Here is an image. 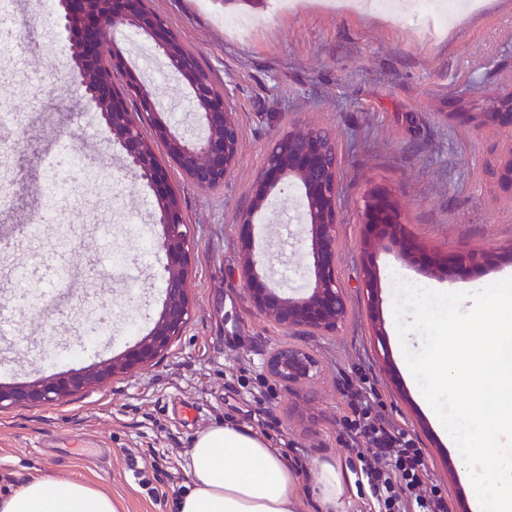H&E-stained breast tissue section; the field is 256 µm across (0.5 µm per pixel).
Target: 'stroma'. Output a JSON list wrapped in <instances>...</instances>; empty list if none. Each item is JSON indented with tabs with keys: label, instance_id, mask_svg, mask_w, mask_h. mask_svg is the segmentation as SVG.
Segmentation results:
<instances>
[{
	"label": "stroma",
	"instance_id": "35a3bbf8",
	"mask_svg": "<svg viewBox=\"0 0 512 512\" xmlns=\"http://www.w3.org/2000/svg\"><path fill=\"white\" fill-rule=\"evenodd\" d=\"M326 2L296 0L292 13L241 36L225 30V17L264 15L270 0H149L227 93L240 129L237 159L222 185L201 190L176 166L168 168L190 231L193 317L153 366L53 403L0 409V490L36 477L93 482L127 512H176L190 485L188 448L200 431L224 422L260 429L308 489L315 460L350 471L360 465L342 424L343 383L363 372L374 381L382 411L423 448L448 512H472L460 452L424 410L400 364L394 280L435 290L512 276L504 254L512 245V187L500 179L501 133L446 114L450 103L479 112L512 91V0H487L471 16L456 13L434 33L418 0L403 6L387 0L377 14ZM54 3L15 0L11 25L22 32L26 69L40 76L22 82L0 75V102L20 115L0 135L19 145L0 206V298L11 304L14 342L0 350L4 384L112 359L147 332L163 299L150 190L120 165L119 148H106L96 115L83 109L80 86L43 72L49 42L59 36ZM31 15L41 23L28 31ZM116 41L130 68L168 106V120L198 132L188 88L149 42L127 29L118 30ZM308 125L328 129L338 148L337 266L349 314L336 334L299 337L254 308L231 271L241 256L239 205L251 196L267 149L275 137ZM67 147L81 151L91 182L51 204L43 195L48 164ZM377 186L392 189L411 234L439 259L474 250L498 254V261L444 278L379 248L377 301L368 303L360 286L361 213ZM274 199L278 208L263 206L255 217L254 244L274 256L265 272L270 285L293 295L314 282L300 244L306 226L291 220L302 195L289 183ZM50 207L59 222L32 236L29 218ZM117 259L124 272L113 276ZM36 266L44 279L11 274ZM96 309L112 314L108 335L89 333ZM293 342L308 347L322 367L300 396L261 370L267 351ZM258 387L269 394L260 406L252 398Z\"/></svg>",
	"mask_w": 512,
	"mask_h": 512
}]
</instances>
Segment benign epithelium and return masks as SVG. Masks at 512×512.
<instances>
[{
    "label": "benign epithelium",
    "instance_id": "1",
    "mask_svg": "<svg viewBox=\"0 0 512 512\" xmlns=\"http://www.w3.org/2000/svg\"><path fill=\"white\" fill-rule=\"evenodd\" d=\"M58 27L63 40L71 44L75 71L72 78L84 89L88 107L96 112L107 131V142L119 146L126 168L144 181L155 198L156 223L161 228L157 242L162 254L164 299L147 334L110 360L79 371H63L45 379L14 385H0V408L58 401L99 384L111 375L153 363L170 348L192 319L193 302L188 282L191 276V240L180 205L174 200L169 171L156 158L141 129L142 116L153 118L155 137L186 177L198 188L208 190L224 182L238 153L240 131L227 94H215L210 82L196 71L193 58L182 54L175 34L164 21L145 8V0H57ZM123 26L146 36L169 69L189 89L192 106L205 128L204 136L188 138L164 119L153 95L134 79L129 93L140 101L138 110L123 111L126 97L112 80L98 74L103 63L122 69L125 57L115 42V29ZM476 128L495 124L503 129L504 152L501 180L512 185V92L494 98L489 112H454ZM325 129L308 126L278 136L266 152L251 197L240 206L242 254L232 273L239 276L252 305L274 323L300 336L338 332L348 315L347 293L337 270L340 234L338 207L340 178L336 141L324 138ZM301 186L309 226L307 255L313 268L314 285L308 294L284 297L266 287L259 270L270 258L252 250L248 236L254 214L272 193L284 184ZM365 258L361 288L374 299L373 250L381 245L394 251L403 262L418 260L431 274H451L466 269L489 255L462 251L448 261L420 250L406 228L390 190L375 187L367 195L362 211ZM263 373L290 392L316 379L321 367L314 354L303 345L279 346L263 358Z\"/></svg>",
    "mask_w": 512,
    "mask_h": 512
}]
</instances>
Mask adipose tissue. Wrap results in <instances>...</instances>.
<instances>
[{"label":"adipose tissue","instance_id":"adipose-tissue-1","mask_svg":"<svg viewBox=\"0 0 512 512\" xmlns=\"http://www.w3.org/2000/svg\"><path fill=\"white\" fill-rule=\"evenodd\" d=\"M318 512H336L346 486L335 462L314 464ZM189 490L177 512H304L299 473L278 449L251 430L218 423L199 432L187 451ZM0 512H123L95 484L38 477L20 488L0 492Z\"/></svg>","mask_w":512,"mask_h":512}]
</instances>
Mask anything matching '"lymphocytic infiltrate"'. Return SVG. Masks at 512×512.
I'll return each instance as SVG.
<instances>
[{
    "instance_id": "1",
    "label": "lymphocytic infiltrate",
    "mask_w": 512,
    "mask_h": 512,
    "mask_svg": "<svg viewBox=\"0 0 512 512\" xmlns=\"http://www.w3.org/2000/svg\"><path fill=\"white\" fill-rule=\"evenodd\" d=\"M343 418L349 440L365 444L362 478L377 512H448L422 448L404 428L388 420L373 399L374 384L362 376Z\"/></svg>"
}]
</instances>
